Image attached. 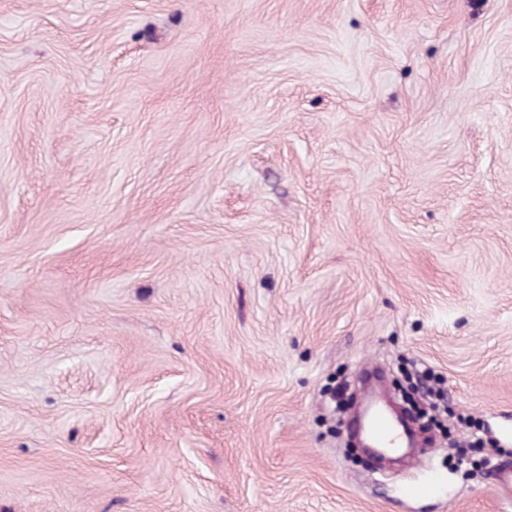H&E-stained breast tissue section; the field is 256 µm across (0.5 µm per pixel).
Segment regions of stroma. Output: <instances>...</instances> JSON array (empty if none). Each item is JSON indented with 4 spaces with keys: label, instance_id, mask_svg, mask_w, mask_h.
Listing matches in <instances>:
<instances>
[{
    "label": "stroma",
    "instance_id": "stroma-1",
    "mask_svg": "<svg viewBox=\"0 0 512 512\" xmlns=\"http://www.w3.org/2000/svg\"><path fill=\"white\" fill-rule=\"evenodd\" d=\"M402 359L512 459V0H0V512H512ZM364 399L369 403V410L362 423H358V429L365 435L370 446L374 448H414L416 446L415 440L410 436L407 430L379 404L374 393L365 390ZM359 447H361L366 453L365 455L371 459L377 460L374 455L377 457H386L382 450L365 448L363 444H359Z\"/></svg>",
    "mask_w": 512,
    "mask_h": 512
}]
</instances>
